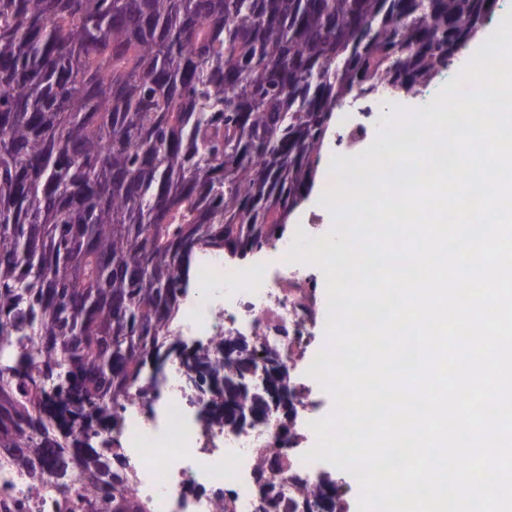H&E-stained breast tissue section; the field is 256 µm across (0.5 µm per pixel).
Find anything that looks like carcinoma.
Returning <instances> with one entry per match:
<instances>
[{
    "instance_id": "1",
    "label": "carcinoma",
    "mask_w": 512,
    "mask_h": 512,
    "mask_svg": "<svg viewBox=\"0 0 512 512\" xmlns=\"http://www.w3.org/2000/svg\"><path fill=\"white\" fill-rule=\"evenodd\" d=\"M497 0H0V448L29 468L68 448L91 499L149 512L104 482L82 434L149 388L204 249L246 258L284 236L336 109L448 69ZM225 337L178 356L206 377L202 418L239 426L270 402ZM343 512L336 481L301 502Z\"/></svg>"
}]
</instances>
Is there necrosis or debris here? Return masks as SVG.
<instances>
[{
    "label": "necrosis or debris",
    "mask_w": 512,
    "mask_h": 512,
    "mask_svg": "<svg viewBox=\"0 0 512 512\" xmlns=\"http://www.w3.org/2000/svg\"><path fill=\"white\" fill-rule=\"evenodd\" d=\"M380 108V101L368 100L345 117L335 183L368 179V171L355 168L352 157ZM290 245L280 239L276 263L253 268L233 267L221 254H205L172 328L175 339L215 352L225 337L245 331L258 350L275 351L286 371L295 372L327 310L308 265L286 261ZM208 399L205 388L187 385L179 360L172 359L151 388L114 403L119 430L95 436L96 444L113 442L126 488L148 504L149 512H215L219 503L224 512H284L282 499L259 502L256 474L292 495L300 485L316 482L303 449L277 441L275 424L227 429L205 422L200 412ZM262 455L268 462L261 469L257 460ZM84 487L77 471L68 468L53 470L40 487L27 469L0 463V512H61L63 491Z\"/></svg>",
    "instance_id": "1"
}]
</instances>
